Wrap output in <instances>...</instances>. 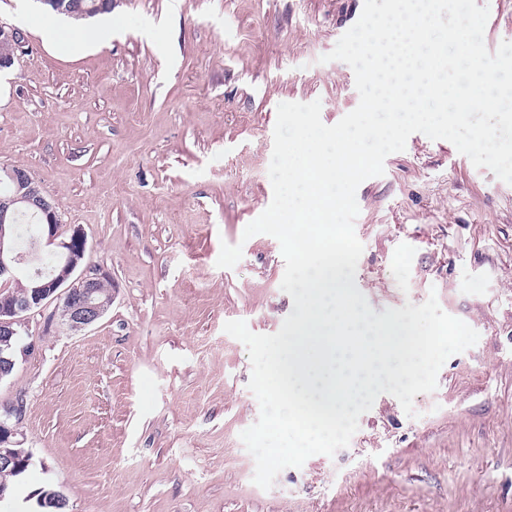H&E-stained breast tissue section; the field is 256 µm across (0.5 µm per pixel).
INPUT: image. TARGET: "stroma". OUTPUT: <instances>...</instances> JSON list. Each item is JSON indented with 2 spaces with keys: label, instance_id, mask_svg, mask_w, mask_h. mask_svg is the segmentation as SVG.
<instances>
[{
  "label": "stroma",
  "instance_id": "35a3bbf8",
  "mask_svg": "<svg viewBox=\"0 0 512 512\" xmlns=\"http://www.w3.org/2000/svg\"><path fill=\"white\" fill-rule=\"evenodd\" d=\"M488 6L489 51L512 41V0ZM364 0H113L96 45L48 36L37 0H0L25 39L0 70V166L27 170L112 304L71 332L57 301L26 315L28 353L0 381L33 454L14 512L54 485L69 512H512V185L421 133L357 190L355 281L373 312L440 308L479 334L408 417L392 395L348 447L253 481L240 434L259 418L251 363L226 322L276 333L292 312L267 234L276 108L320 101L333 125L359 103L354 73L322 62ZM242 244L231 269L222 244Z\"/></svg>",
  "mask_w": 512,
  "mask_h": 512
}]
</instances>
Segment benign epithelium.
<instances>
[{
	"label": "benign epithelium",
	"instance_id": "7a95c632",
	"mask_svg": "<svg viewBox=\"0 0 512 512\" xmlns=\"http://www.w3.org/2000/svg\"><path fill=\"white\" fill-rule=\"evenodd\" d=\"M0 41L12 45V52L0 55V69L13 65L14 57L22 47L23 37L19 29L0 22ZM0 175L12 185V193L0 198V282L10 281L22 262V254L14 243L6 240V226L17 222L18 217L30 215L39 225L38 234L31 248L51 246L58 256V263L48 269L35 270L30 274V293L11 302L0 299V335H17L16 327L22 325L24 315L46 305L49 299H62L54 312L58 323L70 331H80L97 323L112 304V297H99L98 282L105 273L97 269L77 272L86 251L87 237L80 227L67 236L60 233L56 207L52 200L37 195L29 188L33 179L28 171L18 167L3 166ZM16 410L8 407L0 413V468H25L32 463V454H20L13 450L12 438L17 435ZM65 503L62 493L51 488L36 498L34 512H47V508Z\"/></svg>",
	"mask_w": 512,
	"mask_h": 512
}]
</instances>
